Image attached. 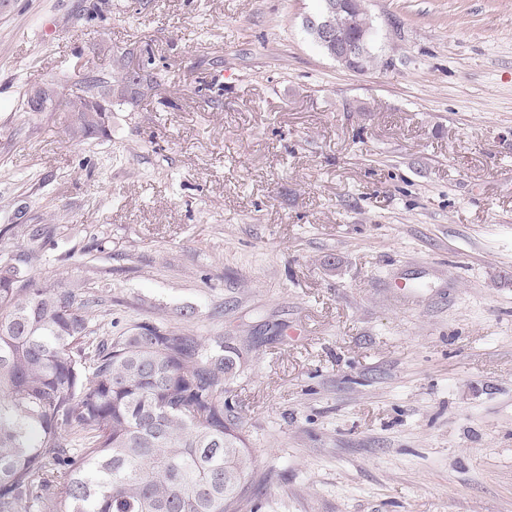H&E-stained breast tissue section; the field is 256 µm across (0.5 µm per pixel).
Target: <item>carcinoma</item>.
<instances>
[{"mask_svg": "<svg viewBox=\"0 0 512 512\" xmlns=\"http://www.w3.org/2000/svg\"><path fill=\"white\" fill-rule=\"evenodd\" d=\"M364 32L365 12L341 35ZM142 81L126 65L87 75L65 104L74 133L101 131L87 99L123 102ZM57 97L52 83L27 106ZM22 234L16 264L0 262V512H240L253 456L226 398L238 348L150 323L93 344L89 288L27 277L47 230Z\"/></svg>", "mask_w": 512, "mask_h": 512, "instance_id": "cac0c4a2", "label": "carcinoma"}]
</instances>
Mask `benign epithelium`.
<instances>
[{
    "mask_svg": "<svg viewBox=\"0 0 512 512\" xmlns=\"http://www.w3.org/2000/svg\"><path fill=\"white\" fill-rule=\"evenodd\" d=\"M355 11L354 0H323L321 9L303 18L304 27L314 32L315 40L330 50L331 58L345 68L365 70L366 40L348 42L341 39L338 28L330 23L331 17L351 21Z\"/></svg>",
    "mask_w": 512,
    "mask_h": 512,
    "instance_id": "1",
    "label": "benign epithelium"
}]
</instances>
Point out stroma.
<instances>
[{
    "mask_svg": "<svg viewBox=\"0 0 512 512\" xmlns=\"http://www.w3.org/2000/svg\"><path fill=\"white\" fill-rule=\"evenodd\" d=\"M318 6L0 0V253L230 339L255 512H512V0H365L363 72ZM122 62L99 138L25 105ZM356 3L354 0H324L321 9L314 14L306 15L302 24L314 32L318 43L329 48L334 61L349 70L362 72L366 70L363 61L367 50L366 40L345 41L341 39L337 26L334 27L330 23V18L334 15L337 19L351 21ZM370 20L371 19L368 16V14L366 13L364 6H363V11L359 16V23H356L353 26L348 27L341 32L342 38L355 39V38L360 37L362 34L361 25L366 26L368 43L370 45V52L368 53L367 59H366L367 69L370 67H374V65L377 64V61H378L377 60L378 58L373 54V51H372V29H373V27H372V23Z\"/></svg>",
    "mask_w": 512,
    "mask_h": 512,
    "instance_id": "1",
    "label": "stroma"
}]
</instances>
